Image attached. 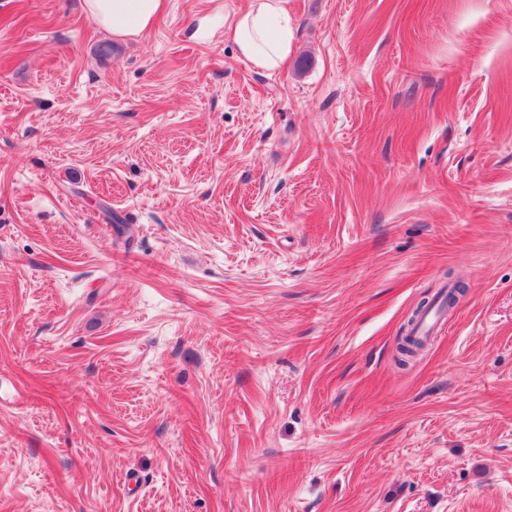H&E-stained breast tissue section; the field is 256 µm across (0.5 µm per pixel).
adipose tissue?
Instances as JSON below:
<instances>
[{"label":"adipose tissue","instance_id":"ef3b65f1","mask_svg":"<svg viewBox=\"0 0 512 512\" xmlns=\"http://www.w3.org/2000/svg\"><path fill=\"white\" fill-rule=\"evenodd\" d=\"M99 26L120 38L146 33L167 7V0H85ZM224 33L241 57L272 73L287 64L295 40V21L288 0H249L248 8L224 25Z\"/></svg>","mask_w":512,"mask_h":512}]
</instances>
